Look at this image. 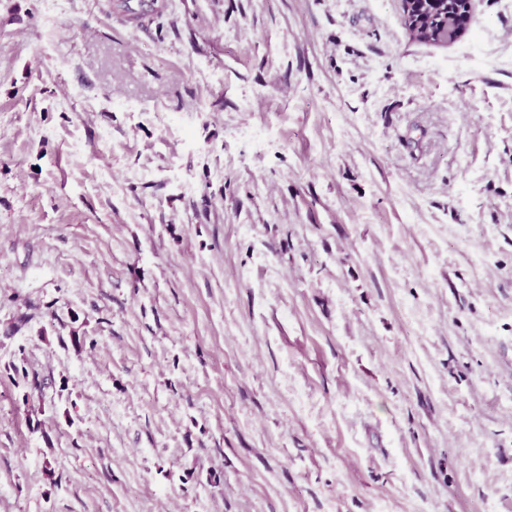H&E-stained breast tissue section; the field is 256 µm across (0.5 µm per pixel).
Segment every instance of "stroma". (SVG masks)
<instances>
[{"label":"stroma","mask_w":512,"mask_h":512,"mask_svg":"<svg viewBox=\"0 0 512 512\" xmlns=\"http://www.w3.org/2000/svg\"><path fill=\"white\" fill-rule=\"evenodd\" d=\"M512 512V0H0V512ZM401 0L402 17L406 12L411 18L405 24L412 35L420 42L435 44L448 33L450 36L466 20L462 21L469 0H438L434 4L416 2L411 5ZM407 2V1H406Z\"/></svg>","instance_id":"1"}]
</instances>
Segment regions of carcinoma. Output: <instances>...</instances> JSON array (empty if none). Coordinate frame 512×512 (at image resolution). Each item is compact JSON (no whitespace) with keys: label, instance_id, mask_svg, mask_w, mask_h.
<instances>
[{"label":"carcinoma","instance_id":"cac0c4a2","mask_svg":"<svg viewBox=\"0 0 512 512\" xmlns=\"http://www.w3.org/2000/svg\"><path fill=\"white\" fill-rule=\"evenodd\" d=\"M469 0H438L434 4L416 2L401 4V10L409 14L408 30L420 42L435 44L445 34H452L463 24L462 17Z\"/></svg>","mask_w":512,"mask_h":512}]
</instances>
